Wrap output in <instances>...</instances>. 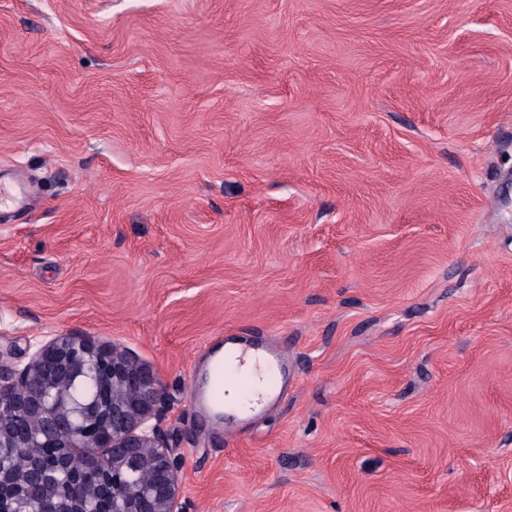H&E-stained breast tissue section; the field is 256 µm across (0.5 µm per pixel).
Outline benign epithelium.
<instances>
[{
    "mask_svg": "<svg viewBox=\"0 0 512 512\" xmlns=\"http://www.w3.org/2000/svg\"><path fill=\"white\" fill-rule=\"evenodd\" d=\"M89 371L101 386L112 387V413L100 419L84 409L72 430L73 411L66 407L64 384ZM165 389L156 370L120 346L94 336L66 333L42 344L21 369L0 371V447H14L24 435V496L34 512H63L64 503L41 491L45 463L40 448L82 449L92 469H103L112 483V512H179L181 465L168 446L160 419ZM81 512H96V495L81 482L71 484Z\"/></svg>",
    "mask_w": 512,
    "mask_h": 512,
    "instance_id": "1",
    "label": "benign epithelium"
}]
</instances>
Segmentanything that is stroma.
I'll list each match as a JSON object with an SVG mask.
<instances>
[{"instance_id": "obj_1", "label": "stroma", "mask_w": 512, "mask_h": 512, "mask_svg": "<svg viewBox=\"0 0 512 512\" xmlns=\"http://www.w3.org/2000/svg\"><path fill=\"white\" fill-rule=\"evenodd\" d=\"M0 364L155 367L181 512H512V0H0ZM275 407L199 414L226 339ZM32 196L29 186L18 181L0 179V213L6 207H22Z\"/></svg>"}]
</instances>
